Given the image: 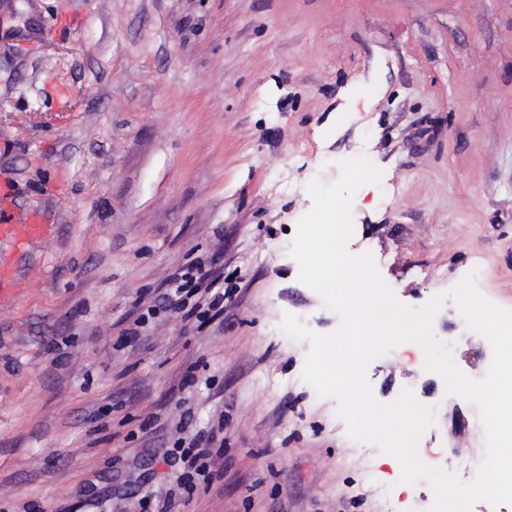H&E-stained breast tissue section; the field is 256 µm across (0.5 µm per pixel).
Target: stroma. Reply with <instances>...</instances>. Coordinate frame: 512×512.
Here are the masks:
<instances>
[{"instance_id": "35a3bbf8", "label": "stroma", "mask_w": 512, "mask_h": 512, "mask_svg": "<svg viewBox=\"0 0 512 512\" xmlns=\"http://www.w3.org/2000/svg\"><path fill=\"white\" fill-rule=\"evenodd\" d=\"M373 157L347 250L419 307L466 276L512 309V0H0V181L47 234L0 292V512H430L423 482L349 436L302 373L339 318L290 254L306 186ZM480 262L479 275L471 265ZM224 284L223 315L139 323L178 269ZM456 367L485 338L453 300ZM192 385H183L185 373ZM376 400L433 406L421 461L471 481L483 440L405 341L366 369ZM224 430L186 494L176 440ZM375 460L365 478L353 458Z\"/></svg>"}]
</instances>
